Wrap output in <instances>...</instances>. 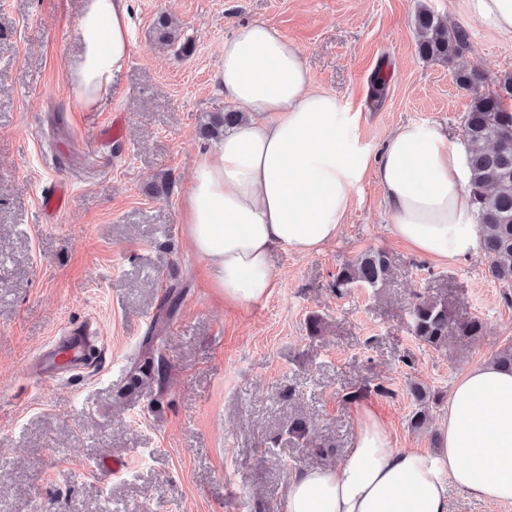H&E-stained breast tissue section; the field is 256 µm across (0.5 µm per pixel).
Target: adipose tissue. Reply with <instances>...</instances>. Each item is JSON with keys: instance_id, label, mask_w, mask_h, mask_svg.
Returning <instances> with one entry per match:
<instances>
[{"instance_id": "1", "label": "adipose tissue", "mask_w": 512, "mask_h": 512, "mask_svg": "<svg viewBox=\"0 0 512 512\" xmlns=\"http://www.w3.org/2000/svg\"><path fill=\"white\" fill-rule=\"evenodd\" d=\"M483 26L512 38V0H468ZM129 0H84L79 50L69 62L70 99L82 109L111 93L131 54ZM218 85L247 118L207 147L179 219L206 260L225 304L268 297L274 250H321L342 231L352 193L373 174L415 252L463 259L483 249L469 192L467 146L407 124L371 159L353 135L357 113L311 87L297 47L277 28L250 23L224 40ZM336 469L295 474L287 512H448V489L497 505L512 501V367L487 360L454 383L435 452L404 451L367 404Z\"/></svg>"}]
</instances>
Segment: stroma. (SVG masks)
<instances>
[{
  "mask_svg": "<svg viewBox=\"0 0 512 512\" xmlns=\"http://www.w3.org/2000/svg\"><path fill=\"white\" fill-rule=\"evenodd\" d=\"M82 5L0 0V512H285L293 475L341 465L362 403L396 447L432 451L457 378L512 345V284L490 278L486 255L414 253L368 177L336 242L307 255L276 250L277 288L228 306L188 248L179 210L208 144L203 128L228 109L216 79L238 26L266 23L294 43L312 86L358 113L357 141L373 155L408 123L462 138L471 96L458 70L479 69L494 88L512 75V40L481 26L466 0H131L128 65L109 97L81 111L69 102L66 59L78 50ZM423 6L463 27L468 50L420 59ZM162 13L189 56L155 43ZM378 73L387 79L379 99ZM117 114L121 138L102 139ZM53 178L70 203L50 220L40 189ZM371 249L388 253V279L337 295L339 268ZM173 284L182 298L162 332L164 373L130 388ZM419 300L482 320L483 334L424 345L411 331ZM90 317L104 355L80 376L28 386L35 350ZM415 384L436 398L420 429L410 426ZM297 419L307 441L286 434Z\"/></svg>",
  "mask_w": 512,
  "mask_h": 512,
  "instance_id": "1",
  "label": "stroma"
}]
</instances>
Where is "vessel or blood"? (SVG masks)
Listing matches in <instances>:
<instances>
[{
    "label": "vessel or blood",
    "mask_w": 512,
    "mask_h": 512,
    "mask_svg": "<svg viewBox=\"0 0 512 512\" xmlns=\"http://www.w3.org/2000/svg\"><path fill=\"white\" fill-rule=\"evenodd\" d=\"M68 205L69 193L60 181H49L43 187L42 208L48 216H56ZM103 346V338L94 323L73 327L67 336L45 348L28 364L26 377L38 384L56 382L89 368L93 363L92 349Z\"/></svg>",
    "instance_id": "vessel-or-blood-1"
}]
</instances>
